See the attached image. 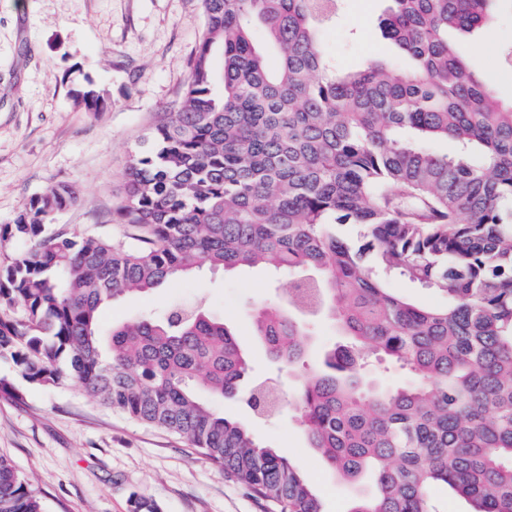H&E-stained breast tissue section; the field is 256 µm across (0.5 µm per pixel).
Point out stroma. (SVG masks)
I'll return each instance as SVG.
<instances>
[{
  "label": "stroma",
  "mask_w": 512,
  "mask_h": 512,
  "mask_svg": "<svg viewBox=\"0 0 512 512\" xmlns=\"http://www.w3.org/2000/svg\"><path fill=\"white\" fill-rule=\"evenodd\" d=\"M385 7L384 0H343L340 19L323 36L338 69L400 60L379 28ZM203 30L199 0H0V228L31 196L67 182L81 202L57 216L56 229L126 240L129 228L115 223L113 211L125 196L128 156L160 112L178 104ZM493 31L491 41L481 33L461 37V48L510 102L512 70L497 53L512 45V0H501ZM87 78L107 92L106 111L75 105L72 92ZM287 285V277L275 281L263 269L203 266L106 307L101 327L142 312L163 314L174 302L202 305L236 329L252 380L278 381L288 395L297 380L277 371L254 340L250 318L254 305L275 301ZM1 376L24 396L0 392V455L28 479L45 512H130L135 495L159 512H272L185 439L128 419L77 383L28 385L3 361ZM210 403L293 462L324 512H347L349 490L327 474L294 411L260 417L241 400L214 396Z\"/></svg>",
  "instance_id": "obj_1"
}]
</instances>
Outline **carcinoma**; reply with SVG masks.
I'll list each match as a JSON object with an SVG mask.
<instances>
[{
	"instance_id": "carcinoma-1",
	"label": "carcinoma",
	"mask_w": 512,
	"mask_h": 512,
	"mask_svg": "<svg viewBox=\"0 0 512 512\" xmlns=\"http://www.w3.org/2000/svg\"><path fill=\"white\" fill-rule=\"evenodd\" d=\"M383 31L410 64L341 72L322 49L340 0H200L204 33L181 101L130 156L119 223L132 242L52 231L77 205L60 182L6 228L28 244L0 266V360L27 382L66 377L128 418L171 431L277 512H324L285 457L200 391L238 395V335L202 307L173 305L101 332L102 309L208 266L288 275L253 335L292 375L311 316L348 345L307 371L288 406L309 447L351 491L347 512H437L445 486L471 512H512V103L448 40L489 27L500 0H386ZM268 33L253 43V28ZM223 57L222 74L214 56ZM86 112L109 99L89 83ZM452 139L455 151L433 145ZM359 229L349 242L338 227ZM401 277L442 294L428 307ZM411 380L388 387L365 360ZM265 386L247 395L270 408ZM0 512H44L0 456ZM393 288H395L399 294L411 297L412 299L423 304L440 305L443 303L442 297L437 293L427 289L414 288L407 282H395L393 284Z\"/></svg>"
}]
</instances>
